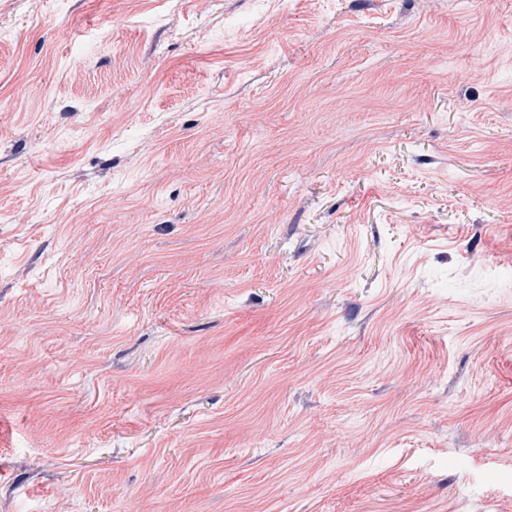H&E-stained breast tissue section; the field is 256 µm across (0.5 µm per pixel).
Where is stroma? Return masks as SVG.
Returning a JSON list of instances; mask_svg holds the SVG:
<instances>
[{"instance_id": "1", "label": "stroma", "mask_w": 512, "mask_h": 512, "mask_svg": "<svg viewBox=\"0 0 512 512\" xmlns=\"http://www.w3.org/2000/svg\"><path fill=\"white\" fill-rule=\"evenodd\" d=\"M0 512H512V0H0Z\"/></svg>"}]
</instances>
